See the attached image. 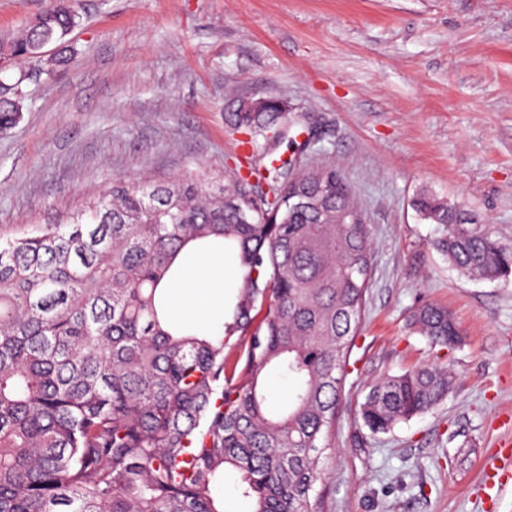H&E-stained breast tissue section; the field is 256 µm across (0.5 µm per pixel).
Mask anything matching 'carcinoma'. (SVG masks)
Wrapping results in <instances>:
<instances>
[{"label":"carcinoma","instance_id":"obj_1","mask_svg":"<svg viewBox=\"0 0 512 512\" xmlns=\"http://www.w3.org/2000/svg\"><path fill=\"white\" fill-rule=\"evenodd\" d=\"M71 0H49L7 44L37 57L78 25ZM23 109L0 88V131ZM283 107L234 114L254 149L280 140ZM247 169L274 200L249 198L240 171L165 181L115 177L51 224L0 236V512H226L228 470L252 512H319L371 245L352 190L334 166ZM436 249L462 274L512 275V246L448 202L421 193ZM190 243L219 244L236 286L218 333L166 320L159 286ZM262 319H257L259 313ZM407 325L434 346L461 341L448 309L423 303ZM244 351V372L231 357ZM292 381L284 404L261 382ZM455 383L445 363L374 383L359 406L373 436L439 406Z\"/></svg>","mask_w":512,"mask_h":512}]
</instances>
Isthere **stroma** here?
Listing matches in <instances>:
<instances>
[{
    "instance_id": "35a3bbf8",
    "label": "stroma",
    "mask_w": 512,
    "mask_h": 512,
    "mask_svg": "<svg viewBox=\"0 0 512 512\" xmlns=\"http://www.w3.org/2000/svg\"><path fill=\"white\" fill-rule=\"evenodd\" d=\"M66 66L0 62L22 78L0 132V235L45 224L113 177L216 175L245 152L239 105L275 99L274 157L333 164L373 245L366 314L324 464L322 512H512L480 493L512 461V278L477 281L436 251L423 190L512 245V0H72ZM46 0H0V42ZM448 308L462 340L432 347L409 311ZM456 382L431 412L370 436L380 378L434 361Z\"/></svg>"
}]
</instances>
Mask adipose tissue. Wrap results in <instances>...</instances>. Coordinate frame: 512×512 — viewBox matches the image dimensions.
Returning <instances> with one entry per match:
<instances>
[{"instance_id":"1","label":"adipose tissue","mask_w":512,"mask_h":512,"mask_svg":"<svg viewBox=\"0 0 512 512\" xmlns=\"http://www.w3.org/2000/svg\"><path fill=\"white\" fill-rule=\"evenodd\" d=\"M178 264L181 276L168 287L171 315L210 324L223 321L226 272L223 252H186L179 256Z\"/></svg>"}]
</instances>
